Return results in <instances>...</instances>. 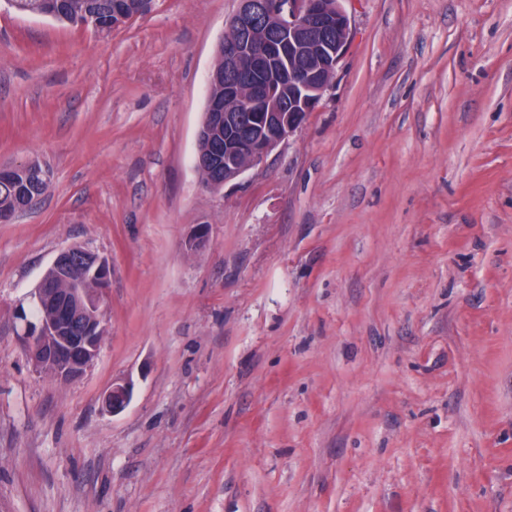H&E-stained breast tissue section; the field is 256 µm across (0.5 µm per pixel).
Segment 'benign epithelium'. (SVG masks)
Segmentation results:
<instances>
[{
  "label": "benign epithelium",
  "instance_id": "1",
  "mask_svg": "<svg viewBox=\"0 0 512 512\" xmlns=\"http://www.w3.org/2000/svg\"><path fill=\"white\" fill-rule=\"evenodd\" d=\"M130 18L117 8L110 19L88 15L77 19V25L104 34ZM262 19L273 23L274 30L257 47L248 33ZM228 32L218 49L224 68L210 76L207 112L197 134L202 148L196 151V168L208 173L204 184L214 190L261 165L304 124L333 86L352 38L340 0H276L272 5L239 0ZM218 86L224 87V95L213 94ZM34 169L46 181L52 176L46 165L29 159L0 167V182ZM206 241L207 226L201 224L185 247L196 251ZM109 276L108 261L83 245H70L54 257L30 293L36 320L19 312L23 340L37 371L64 382L84 377L106 333ZM132 389L129 381L112 384L103 394V409L123 411Z\"/></svg>",
  "mask_w": 512,
  "mask_h": 512
}]
</instances>
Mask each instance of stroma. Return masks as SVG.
<instances>
[{
    "label": "stroma",
    "instance_id": "1",
    "mask_svg": "<svg viewBox=\"0 0 512 512\" xmlns=\"http://www.w3.org/2000/svg\"><path fill=\"white\" fill-rule=\"evenodd\" d=\"M343 5L334 88L213 191L238 0L104 35L0 0V166L52 171L0 223V512H512V0ZM73 244L112 275L68 384L16 312ZM133 385L130 381L122 383H112L103 394V409L113 414H117L125 409L132 396Z\"/></svg>",
    "mask_w": 512,
    "mask_h": 512
}]
</instances>
